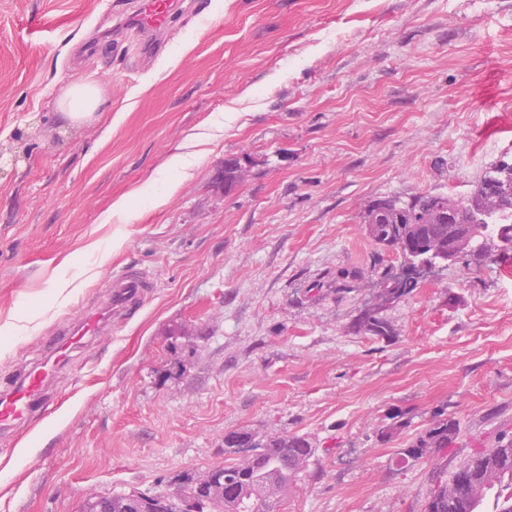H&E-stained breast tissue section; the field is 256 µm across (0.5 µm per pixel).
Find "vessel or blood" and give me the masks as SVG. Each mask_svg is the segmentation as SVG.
<instances>
[{
	"label": "vessel or blood",
	"mask_w": 512,
	"mask_h": 512,
	"mask_svg": "<svg viewBox=\"0 0 512 512\" xmlns=\"http://www.w3.org/2000/svg\"><path fill=\"white\" fill-rule=\"evenodd\" d=\"M175 10V0H138L131 10L132 23L149 41L151 54L163 50L161 36ZM111 288L103 303L85 312L54 340L48 360L25 368L9 388L0 391V431L26 424L44 409L52 397L53 369L108 334L112 326L131 319L151 295L154 282L148 274L129 268L113 274Z\"/></svg>",
	"instance_id": "1"
}]
</instances>
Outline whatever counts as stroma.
Masks as SVG:
<instances>
[{
	"label": "stroma",
	"instance_id": "1",
	"mask_svg": "<svg viewBox=\"0 0 512 512\" xmlns=\"http://www.w3.org/2000/svg\"><path fill=\"white\" fill-rule=\"evenodd\" d=\"M113 3L0 0V326L18 327L0 383L111 273L155 280L58 371L47 413L0 433V512L162 491L223 465L227 432L273 427L317 450L283 512H421L434 467L512 433V275L437 268L385 309L393 337L358 333L401 265L362 215L467 198L512 155V0H183L151 61L135 32L108 37ZM80 81L103 104L73 125L57 100ZM128 193L136 220L107 219ZM439 412L454 446L403 463Z\"/></svg>",
	"mask_w": 512,
	"mask_h": 512
}]
</instances>
